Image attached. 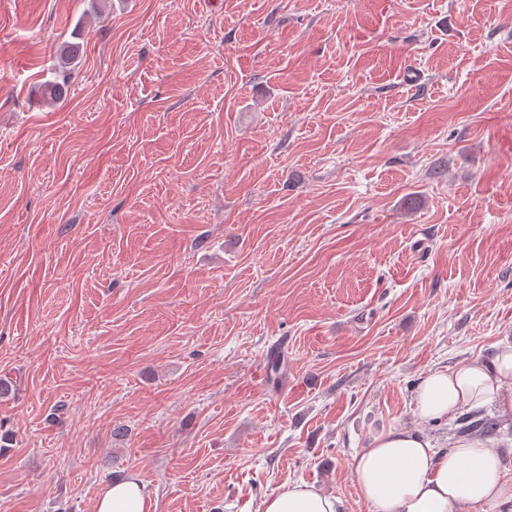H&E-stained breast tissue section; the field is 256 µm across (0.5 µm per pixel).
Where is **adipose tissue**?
<instances>
[{"mask_svg":"<svg viewBox=\"0 0 512 512\" xmlns=\"http://www.w3.org/2000/svg\"><path fill=\"white\" fill-rule=\"evenodd\" d=\"M414 400L426 422L489 403L512 425V344L430 372ZM351 469L370 512H512V479L499 453L479 438L459 437L441 449L428 437L395 428L354 456ZM150 501L147 485L130 476L103 491L95 512H148ZM344 510L341 498L306 482L286 486L262 503V512Z\"/></svg>","mask_w":512,"mask_h":512,"instance_id":"ef3b65f1","label":"adipose tissue"}]
</instances>
